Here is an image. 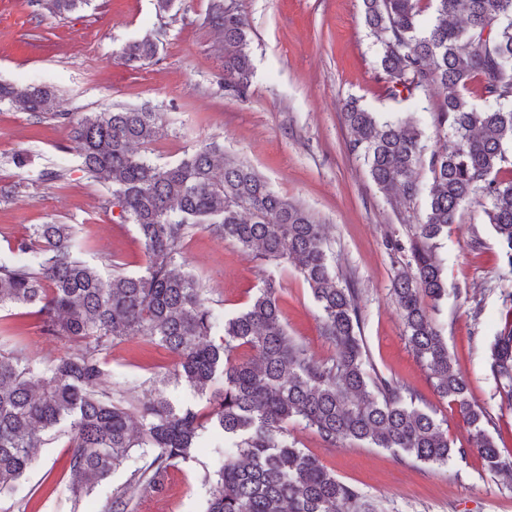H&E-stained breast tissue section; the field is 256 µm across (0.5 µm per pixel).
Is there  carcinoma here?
<instances>
[{
    "label": "carcinoma",
    "mask_w": 512,
    "mask_h": 512,
    "mask_svg": "<svg viewBox=\"0 0 512 512\" xmlns=\"http://www.w3.org/2000/svg\"><path fill=\"white\" fill-rule=\"evenodd\" d=\"M376 39L375 80L393 101L442 95L431 152L412 116L381 120L353 99L344 119L352 152L363 157L373 182L407 202L420 193L418 171L431 177L424 215L415 225L394 295L408 345L430 371L438 395L473 431L469 448H455L448 430L419 405L406 384L366 363L358 291L332 270L324 228L300 205L268 187L250 166L224 158L215 143L185 152L174 164L147 153L160 130V113L104 108L77 116L54 111L55 93L42 85L0 83V104L64 127L82 171L107 186L119 219L136 225L144 246L140 275L102 276L82 257L68 224H35L0 254V309H35L46 336L78 342L81 354L37 367L25 349L0 336V495L36 459L48 433L67 438V486L76 500L119 467L133 448L149 463L117 491L113 512H125L165 470L191 458L201 433L224 435V465L205 512H383L357 488L341 482L297 447L288 422L300 421L330 446L345 442L390 450L401 458L445 463L478 455L496 472L512 475L488 433L491 421L471 400L469 383L448 353L424 300L448 296L437 249L459 211L481 196L507 263L512 267V180L499 179L512 145V0H359ZM89 0H45L62 17ZM210 24L222 38L224 87L247 98L252 77L250 27L236 0H213ZM150 38L126 43L129 62L153 60ZM483 101L476 109L471 98ZM198 227L236 242L262 261H290L319 307L335 355L318 361L288 336L278 289L270 281L241 313L218 320L180 262L184 241ZM505 327L488 353L502 400L512 406V293L502 300ZM143 340L177 354L173 376L197 392L222 389L204 410L175 407L158 389L135 402L114 398L102 355L116 341ZM254 353L245 361L241 348Z\"/></svg>",
    "instance_id": "cac0c4a2"
}]
</instances>
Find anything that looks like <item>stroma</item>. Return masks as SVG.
I'll list each match as a JSON object with an SVG mask.
<instances>
[{"instance_id": "35a3bbf8", "label": "stroma", "mask_w": 512, "mask_h": 512, "mask_svg": "<svg viewBox=\"0 0 512 512\" xmlns=\"http://www.w3.org/2000/svg\"><path fill=\"white\" fill-rule=\"evenodd\" d=\"M213 0H175L159 11L156 0H91L63 17L44 0H0V82L32 81L53 87L62 112L104 107L151 106L164 129L149 145L161 163L215 142L226 156L251 166L269 188L302 205L325 226L328 256L336 272L359 290L361 335L367 363L416 391L421 404L448 425L454 446L471 443L467 424L434 390L429 373L413 356L392 288L405 254L387 249V238L407 239L422 217L425 197L397 205L372 181L353 154L343 112L349 99L380 113H417L432 135L438 95L397 102L375 79L377 45L363 24L359 0H237L251 30L252 83L246 99L224 88L220 36L208 22ZM152 37L159 44L147 64H129L118 52L128 42ZM65 131L0 105V189L20 185L0 201V251L28 235L35 224H69L84 240L85 260L111 273H143L145 257L135 225L112 211L107 189L88 178L68 152ZM27 154L24 169L13 154ZM62 179H55V172ZM448 297L433 310L456 367L469 382L473 402L492 418L488 428L503 457L512 458V406L502 402L488 369L486 351L504 326L502 296L512 292V269L480 204L462 210L440 240ZM183 262L198 279L206 306L221 318L243 311L274 281L289 336L316 359L334 349L322 334L312 292L293 264L253 259L234 242L194 232L184 243ZM0 332L16 335L35 364L78 344L44 336L32 309H0ZM177 357L144 341H122L104 356L115 396L137 400L158 376L174 370ZM299 448L318 458L336 477L378 500L386 512H512V477L490 471L476 455L444 464L399 459L382 448L327 445L313 430L288 425ZM65 438L37 451L32 468L0 512H109L117 488L144 465L139 451L81 500L66 487ZM224 458L222 437L205 433L191 460L168 468L157 488L135 497L128 512H205Z\"/></svg>"}]
</instances>
